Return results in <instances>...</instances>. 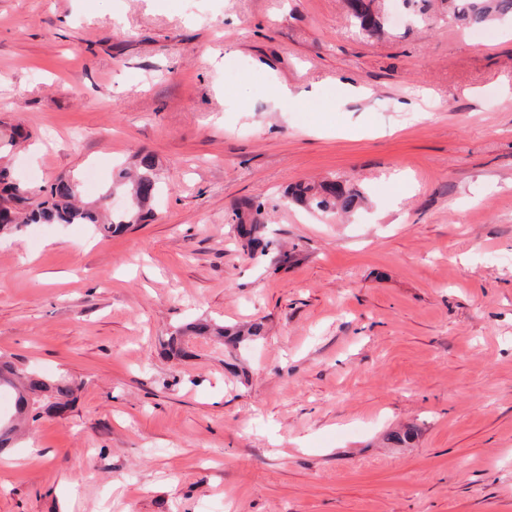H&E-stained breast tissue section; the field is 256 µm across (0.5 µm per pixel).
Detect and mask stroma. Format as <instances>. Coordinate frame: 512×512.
<instances>
[{
    "instance_id": "1",
    "label": "stroma",
    "mask_w": 512,
    "mask_h": 512,
    "mask_svg": "<svg viewBox=\"0 0 512 512\" xmlns=\"http://www.w3.org/2000/svg\"><path fill=\"white\" fill-rule=\"evenodd\" d=\"M384 8L369 37L341 0H0L12 179L120 209L145 148L163 186L117 237H0V352L81 384L0 452V512H512V25ZM332 176L349 217L284 196ZM245 198L290 262L238 245ZM199 318L265 334L169 358Z\"/></svg>"
}]
</instances>
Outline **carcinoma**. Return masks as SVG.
I'll use <instances>...</instances> for the list:
<instances>
[{
	"mask_svg": "<svg viewBox=\"0 0 512 512\" xmlns=\"http://www.w3.org/2000/svg\"><path fill=\"white\" fill-rule=\"evenodd\" d=\"M350 19L365 34L372 36L383 29V13L379 0H343ZM448 18L471 28L485 27L493 22L512 21V0H442ZM136 172L118 171L112 188L127 199V206L111 215H105L107 205L79 206L75 203L76 184L59 177L47 188L37 190L8 180L0 168V235L10 234L28 224H90L102 237L119 235L153 215V204L159 195L160 181L157 164L152 154L140 152L136 156ZM290 197L306 209L326 215L354 213L365 199L361 187L348 179L332 178L319 184L298 183L290 190ZM266 203L258 199L241 201L231 217L233 229L242 248L251 256H265L276 248L268 236L265 222ZM263 325L253 323L247 328L227 327L217 322H199L178 326L168 338L170 351L186 357L183 338L186 336H215L225 340L233 349L259 339ZM14 393V413L6 420L0 418V448L7 447L19 426L37 418L38 404L43 393H50L53 401L45 405L48 411H65L75 400L80 386L61 378L53 384L18 367L0 354V390Z\"/></svg>",
	"mask_w": 512,
	"mask_h": 512,
	"instance_id": "1",
	"label": "carcinoma"
}]
</instances>
